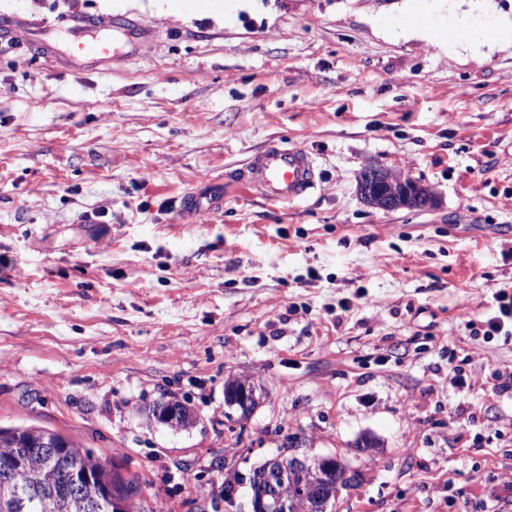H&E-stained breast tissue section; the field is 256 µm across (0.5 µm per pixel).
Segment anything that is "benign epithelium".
Instances as JSON below:
<instances>
[{
  "label": "benign epithelium",
  "instance_id": "benign-epithelium-1",
  "mask_svg": "<svg viewBox=\"0 0 512 512\" xmlns=\"http://www.w3.org/2000/svg\"><path fill=\"white\" fill-rule=\"evenodd\" d=\"M363 199L371 207L383 211L398 209H427L435 201L434 191L427 185L405 174H398L378 166H370L362 174ZM231 407L240 412V417H248L262 400L258 388L247 378H238L229 386ZM163 421L174 428H188L192 425L191 414L187 408L172 406L163 415ZM291 456L283 461L277 455L268 460L265 468L250 486L251 503L256 506L254 512H296L297 497L288 490L293 482V474L313 470L314 463L329 467L334 461L332 456L312 457L301 448L289 449ZM23 475L21 463L13 457L0 459V478L12 490L11 508L16 512L26 508L27 499L35 492L22 488L19 478ZM85 474L78 463H73L63 470V479L58 486L51 488L56 494L63 491L71 496L81 492ZM302 494L310 495L318 503V512H327L329 503L334 498L330 486L321 481H310L302 489Z\"/></svg>",
  "mask_w": 512,
  "mask_h": 512
}]
</instances>
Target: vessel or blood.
Instances as JSON below:
<instances>
[{"label":"vessel or blood","instance_id":"obj_1","mask_svg":"<svg viewBox=\"0 0 512 512\" xmlns=\"http://www.w3.org/2000/svg\"><path fill=\"white\" fill-rule=\"evenodd\" d=\"M241 183L275 203L303 201L316 186V168L312 156L298 146L269 144L254 154L243 169ZM224 208V194L208 175H201L195 191L182 202L183 218L213 214Z\"/></svg>","mask_w":512,"mask_h":512}]
</instances>
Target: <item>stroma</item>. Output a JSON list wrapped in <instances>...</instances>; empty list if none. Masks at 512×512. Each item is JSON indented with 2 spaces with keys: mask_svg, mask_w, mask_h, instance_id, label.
<instances>
[{
  "mask_svg": "<svg viewBox=\"0 0 512 512\" xmlns=\"http://www.w3.org/2000/svg\"><path fill=\"white\" fill-rule=\"evenodd\" d=\"M406 2L0 0L1 425L121 465L146 512H248L297 438L362 475L332 512L512 501V389L485 382L512 340L468 327L512 278V39L447 52ZM60 16L110 54L71 56ZM273 142L314 158L303 202L237 184ZM370 165L436 205L370 207ZM202 174L224 210L182 219ZM235 376L263 392L246 420ZM168 399L196 425L149 418Z\"/></svg>",
  "mask_w": 512,
  "mask_h": 512,
  "instance_id": "obj_1",
  "label": "stroma"
}]
</instances>
